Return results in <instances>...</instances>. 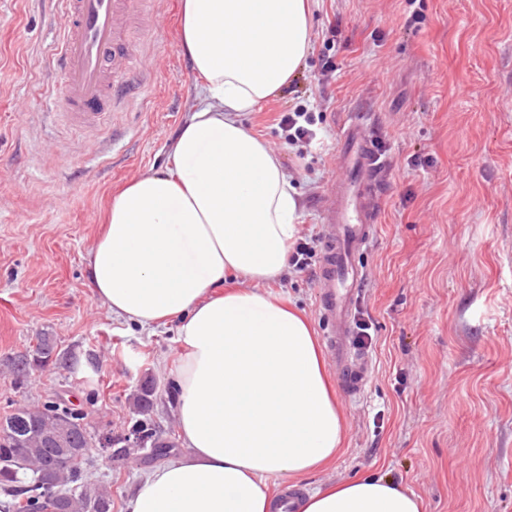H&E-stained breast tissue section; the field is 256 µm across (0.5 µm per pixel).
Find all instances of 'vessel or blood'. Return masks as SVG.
<instances>
[{
    "mask_svg": "<svg viewBox=\"0 0 512 512\" xmlns=\"http://www.w3.org/2000/svg\"><path fill=\"white\" fill-rule=\"evenodd\" d=\"M65 25L56 65L61 92L55 102L73 125L98 127L123 99L139 59L132 43L137 26H154L155 0H62ZM342 175L323 206L325 235L317 274L318 310L337 383L349 401L369 387L372 359L351 341L352 320L367 273L364 253L378 232L388 177L376 162L364 127L345 124L338 142Z\"/></svg>",
    "mask_w": 512,
    "mask_h": 512,
    "instance_id": "1",
    "label": "vessel or blood"
}]
</instances>
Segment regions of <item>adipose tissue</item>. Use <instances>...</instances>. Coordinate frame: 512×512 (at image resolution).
<instances>
[{
	"label": "adipose tissue",
	"mask_w": 512,
	"mask_h": 512,
	"mask_svg": "<svg viewBox=\"0 0 512 512\" xmlns=\"http://www.w3.org/2000/svg\"><path fill=\"white\" fill-rule=\"evenodd\" d=\"M316 2L181 0L200 97L171 167L117 191L87 253L113 317L148 332L177 321L183 348L175 384L189 453L151 471L128 512H272L268 478L304 476L342 446L311 323L263 289L287 272L300 204L278 156L241 121L297 76ZM301 512H422V500L368 476L308 494Z\"/></svg>",
	"instance_id": "ef3b65f1"
}]
</instances>
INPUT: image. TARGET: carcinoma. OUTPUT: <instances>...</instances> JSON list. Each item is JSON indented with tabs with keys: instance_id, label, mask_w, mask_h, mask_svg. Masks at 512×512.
Masks as SVG:
<instances>
[{
	"instance_id": "carcinoma-1",
	"label": "carcinoma",
	"mask_w": 512,
	"mask_h": 512,
	"mask_svg": "<svg viewBox=\"0 0 512 512\" xmlns=\"http://www.w3.org/2000/svg\"><path fill=\"white\" fill-rule=\"evenodd\" d=\"M153 387L143 386L135 397V419L130 433L139 436V448L164 447L156 438L149 412L153 407ZM69 432L85 450L91 448V437L84 423V415L46 402L40 407L20 406L0 422V492L10 498L13 512H93L96 505H112V495L107 487L89 483L78 468L48 470L45 467L48 448L45 435ZM32 476L44 474V479L64 490L66 498L57 505L41 494L36 480H31L21 490V473Z\"/></svg>"
}]
</instances>
